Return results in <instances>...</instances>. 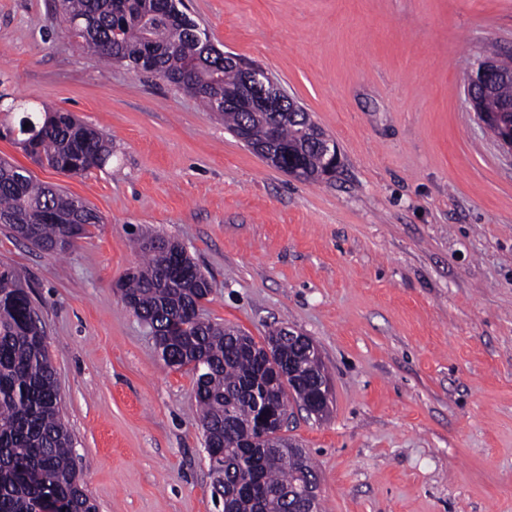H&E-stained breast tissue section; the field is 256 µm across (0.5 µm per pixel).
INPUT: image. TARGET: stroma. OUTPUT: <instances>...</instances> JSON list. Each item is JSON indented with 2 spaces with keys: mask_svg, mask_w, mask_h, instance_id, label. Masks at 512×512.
Masks as SVG:
<instances>
[{
  "mask_svg": "<svg viewBox=\"0 0 512 512\" xmlns=\"http://www.w3.org/2000/svg\"><path fill=\"white\" fill-rule=\"evenodd\" d=\"M332 139L310 183L270 166L194 97L83 48L58 0H0V120L75 115L112 140L65 175L0 157L104 219L67 256L0 227L41 310L73 458L97 512H218L194 377L167 366L116 288L132 233L183 245L210 321L309 336L328 411L288 438L320 512H512V156L467 99L488 49L512 57V0H184Z\"/></svg>",
  "mask_w": 512,
  "mask_h": 512,
  "instance_id": "1",
  "label": "stroma"
}]
</instances>
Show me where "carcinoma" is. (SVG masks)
<instances>
[{
  "label": "carcinoma",
  "instance_id": "cac0c4a2",
  "mask_svg": "<svg viewBox=\"0 0 512 512\" xmlns=\"http://www.w3.org/2000/svg\"><path fill=\"white\" fill-rule=\"evenodd\" d=\"M65 19L83 46L105 61L128 62L155 73L195 97L236 133L277 126L278 145L302 162L299 178L318 182L325 173L323 130L309 113L248 112L234 92L242 87L238 67L224 62L205 30L180 6L182 0H61ZM512 81L494 84L484 100L495 114L491 127L511 124ZM21 142L38 140L35 161L64 174L103 168L112 157L107 135L72 113H28L20 118ZM99 213L81 199L38 183L0 159V224L41 251H72ZM143 262L118 283L124 302L156 337L165 363L202 367L210 379L194 381L195 421L208 456L223 465L224 512H292L289 490L316 479L305 451L283 435L258 430L262 414L279 407L288 384L275 379L264 350L281 339L274 330L259 344L244 332L196 315L212 293L211 281L178 242L150 244L133 238ZM294 355L307 384L296 394L315 412V381L328 382L317 348L283 350ZM73 438L61 414V398L40 312L17 271L0 262V512H39L50 491L65 512H96L73 457Z\"/></svg>",
  "mask_w": 512,
  "mask_h": 512
}]
</instances>
